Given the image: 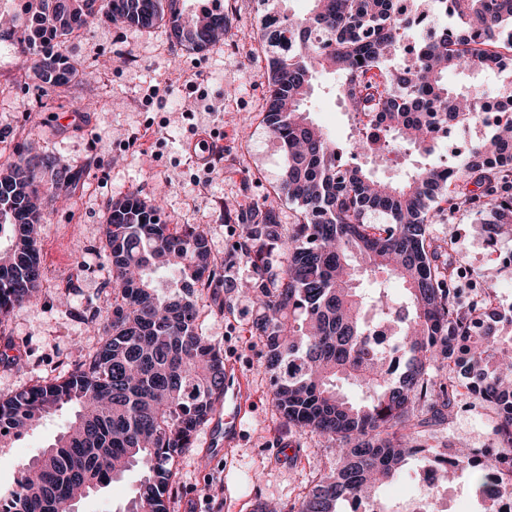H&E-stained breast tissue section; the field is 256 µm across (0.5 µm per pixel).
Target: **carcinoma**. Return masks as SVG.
<instances>
[{
  "label": "carcinoma",
  "mask_w": 512,
  "mask_h": 512,
  "mask_svg": "<svg viewBox=\"0 0 512 512\" xmlns=\"http://www.w3.org/2000/svg\"><path fill=\"white\" fill-rule=\"evenodd\" d=\"M185 0H28L21 20L0 28V44L16 56L37 57L39 98L66 99L78 69L66 53L72 36L108 20L164 29L189 51L202 52L229 21L222 11L186 14ZM285 0H260L284 27L261 26L269 95L262 122L286 158L275 186L298 206L297 221L254 204L237 214L242 234L224 268L248 266L261 310L251 334L266 348L273 402L288 430L336 444L341 464L322 474L297 512H342L355 497L374 503L406 461L424 451L422 414L447 418L459 378L496 409L493 453L452 449L438 459L445 473L472 471L475 493L496 506L512 484V310L482 293L462 299L447 285L452 246L428 227L464 208L494 246L512 232V110L500 113L495 134L473 147L459 167L414 170L386 181L360 166L336 163V142L305 109L317 74L348 78L341 95L359 124H384L382 149L394 156L434 153L431 121L450 127L479 118L474 96L448 84V74L493 73L497 94L512 100V0H451L465 21L455 36L436 26L433 40L415 45L417 64L387 65L410 36L391 17L392 0H310L303 15ZM49 157L21 145L0 163V319L35 300L43 277L34 236L46 223L41 187L67 191L72 176L54 172ZM103 249L112 267V316L93 359L67 377L36 384L0 400V443L63 409L67 429L23 466L0 512H74L78 496L112 486L134 467L140 479L123 512H168L176 457L191 448L224 398V355L197 323L205 289L231 280L219 268L195 224H167L160 206L130 193L108 201ZM491 212L493 219L484 218ZM380 213L385 223L371 222ZM176 274L168 292L153 274ZM381 273L399 282L403 315L385 295ZM399 322L391 357L368 334L369 313ZM364 396L348 397L342 384Z\"/></svg>",
  "instance_id": "cac0c4a2"
}]
</instances>
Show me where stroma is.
I'll return each mask as SVG.
<instances>
[{
	"label": "stroma",
	"instance_id": "35a3bbf8",
	"mask_svg": "<svg viewBox=\"0 0 512 512\" xmlns=\"http://www.w3.org/2000/svg\"><path fill=\"white\" fill-rule=\"evenodd\" d=\"M204 4L229 14L223 49L191 53L171 38L158 40L139 28L107 22L72 38L70 56L96 63L80 75L74 90L90 103L85 112L39 101L22 79L32 60L0 54V157L29 142L79 175L66 198L48 204V220L37 229L44 268L39 301L15 308L0 322V398L79 370L99 348L101 338L87 322L105 323L110 309L112 271L102 246L109 200L130 192L163 199L165 222L203 225L218 257L241 233L236 215L242 208L264 204L278 210L283 223L295 221V205L273 192L286 162L259 118L267 95L264 70H243L259 52L257 0H186L194 12ZM196 75L203 76L215 111L186 105L181 82ZM340 82L337 75H318L307 110L342 143L354 120L339 95ZM151 85L173 92L163 102L143 105L142 92ZM148 127L154 136L140 139ZM196 128L217 136L224 149L202 183L196 182L199 170L183 147ZM493 132L482 122L461 125L427 161L461 164L468 146ZM430 231L451 242L454 261L492 285L504 309L512 308V267L499 264L468 211L457 212L452 222L431 225ZM232 276L237 286L231 293L216 289L198 305L205 335L247 379L250 401L241 418L242 436L223 458L211 453L207 429L198 431L194 446L175 460L169 512H252L261 502L292 512L313 481L336 466L333 443L288 432L280 423L264 348L250 334L258 316L250 271L241 265ZM70 418V412L57 413L0 447V496L9 494L23 465L51 444ZM494 419L490 407L460 392L448 419L430 427L426 452L409 461L389 492L408 494L421 470L448 449L491 444Z\"/></svg>",
	"mask_w": 512,
	"mask_h": 512
}]
</instances>
